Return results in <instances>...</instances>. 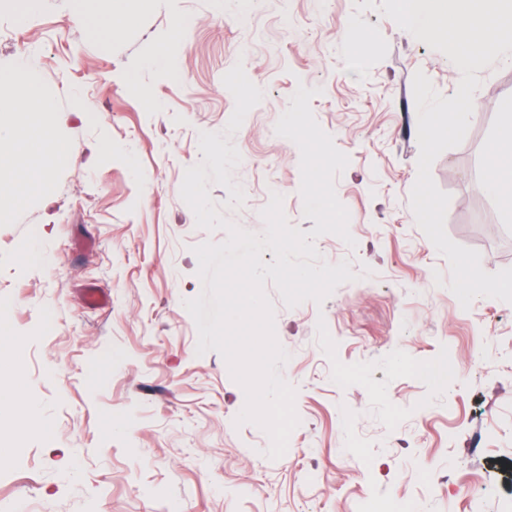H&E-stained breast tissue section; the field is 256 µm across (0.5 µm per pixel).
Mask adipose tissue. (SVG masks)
<instances>
[{
    "instance_id": "obj_1",
    "label": "adipose tissue",
    "mask_w": 512,
    "mask_h": 512,
    "mask_svg": "<svg viewBox=\"0 0 512 512\" xmlns=\"http://www.w3.org/2000/svg\"><path fill=\"white\" fill-rule=\"evenodd\" d=\"M54 105L33 83L19 92L0 94V139L15 140L9 162L0 167V179L9 184L8 209L22 207L35 195L44 194L49 183L48 161L65 152L52 127ZM484 189L493 196L512 184V126L504 137L489 145Z\"/></svg>"
}]
</instances>
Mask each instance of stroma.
<instances>
[{
    "label": "stroma",
    "mask_w": 512,
    "mask_h": 512,
    "mask_svg": "<svg viewBox=\"0 0 512 512\" xmlns=\"http://www.w3.org/2000/svg\"><path fill=\"white\" fill-rule=\"evenodd\" d=\"M117 5L38 0L24 13L0 0V75L26 63L68 151L48 197L0 217V446L14 448L0 512H512V303L466 309L436 285L449 265L410 206L413 77L447 99L460 70L382 0H152L114 32ZM180 15L191 25L173 75L154 57ZM475 75L477 116L431 174L450 196L447 235L495 273L512 268V199L483 182L512 115V64ZM301 84L318 89L312 112L349 158L335 188L356 246L324 234L315 247L359 278L320 305L287 306L265 286L300 419L272 460L264 430L234 423L245 393L223 356L196 352L194 249L226 233L199 228L180 189L204 159L200 133H217L241 155L231 180L245 195L230 208L209 183L222 216L262 233L276 192L290 225L313 229L300 151L275 132ZM442 362L458 370L447 386L420 375ZM16 397L39 423L11 409ZM472 482L488 490L475 506L462 496Z\"/></svg>",
    "instance_id": "obj_1"
}]
</instances>
